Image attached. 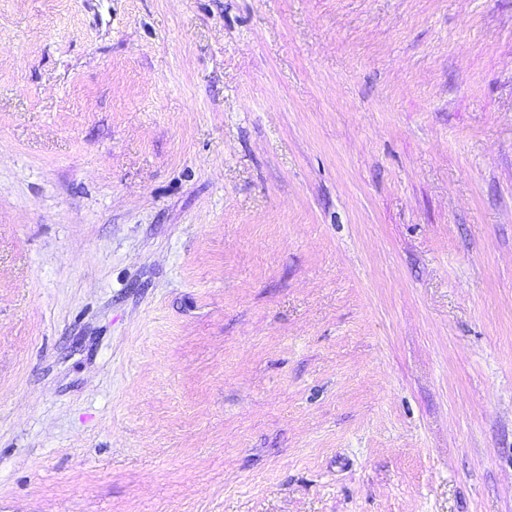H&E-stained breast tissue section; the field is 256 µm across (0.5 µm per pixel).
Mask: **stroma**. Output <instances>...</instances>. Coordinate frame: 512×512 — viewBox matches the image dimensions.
Returning a JSON list of instances; mask_svg holds the SVG:
<instances>
[{
  "instance_id": "1",
  "label": "stroma",
  "mask_w": 512,
  "mask_h": 512,
  "mask_svg": "<svg viewBox=\"0 0 512 512\" xmlns=\"http://www.w3.org/2000/svg\"><path fill=\"white\" fill-rule=\"evenodd\" d=\"M0 512H512V0H0Z\"/></svg>"
}]
</instances>
